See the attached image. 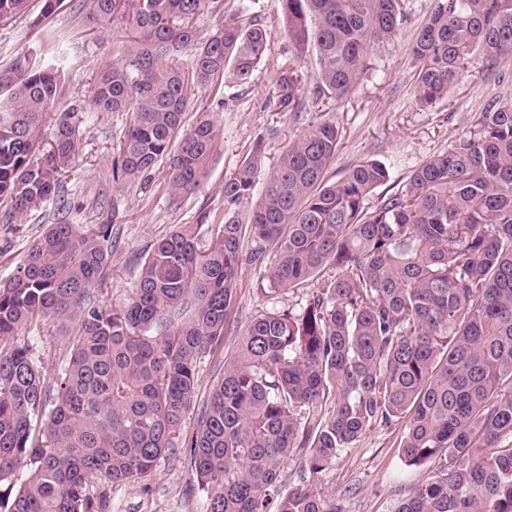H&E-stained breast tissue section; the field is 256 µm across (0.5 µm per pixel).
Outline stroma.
I'll return each mask as SVG.
<instances>
[{"label":"stroma","mask_w":512,"mask_h":512,"mask_svg":"<svg viewBox=\"0 0 512 512\" xmlns=\"http://www.w3.org/2000/svg\"><path fill=\"white\" fill-rule=\"evenodd\" d=\"M42 0H29L26 13L0 22V68L15 56L32 49L41 65L60 67L65 79L61 108L86 107L97 77L124 46L110 25L87 20L86 0H63L51 16L42 17ZM434 0H405L406 19L396 38L374 47L369 71L353 93L341 103H329L341 140L328 176L339 179L351 166L368 158L385 162L390 180L366 201L376 207L383 194L401 190L411 170L428 158L453 148L469 134L487 100L501 96L512 100V56L501 61L496 73L473 65L466 78L453 88L448 99L424 109L414 99V64L409 48ZM267 33V59L254 71L249 83L221 80L196 88L183 115L184 128L203 118L221 131L218 154L199 189L173 204L167 190V167L158 163L132 181H114L112 164L118 156L129 124L126 112L102 114L87 111L81 126L80 154L64 176L65 191L40 209L11 224H0V280L11 276L29 246L47 225L66 222L78 225L112 224L111 271L101 285L102 302L123 305L139 277L153 243L177 225L191 224L201 207L224 204V179L251 150L262 142L261 179L275 170L281 153L308 126L312 115L276 111L274 80L290 57L288 37L282 25V0H256L253 6ZM273 252L256 262H244L238 288L218 351L197 364L198 396L185 414L184 430H193L202 403L224 375L236 349L237 338L259 314L296 306L307 297L306 289L269 292L268 270ZM401 425L374 427L343 450L323 472L310 475L304 455L294 452L282 466L285 488L315 481L326 494L343 498L347 512H394L429 476L431 464L406 466L398 443ZM112 512H207V501L194 486L193 473L183 449L169 450L160 458L149 489L129 484L112 494Z\"/></svg>","instance_id":"1"}]
</instances>
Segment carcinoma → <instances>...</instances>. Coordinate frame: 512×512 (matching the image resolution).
<instances>
[{"instance_id":"cac0c4a2","label":"carcinoma","mask_w":512,"mask_h":512,"mask_svg":"<svg viewBox=\"0 0 512 512\" xmlns=\"http://www.w3.org/2000/svg\"><path fill=\"white\" fill-rule=\"evenodd\" d=\"M87 18L127 31L122 57L93 88L95 112H129L112 168L135 179L164 160L173 198L193 192L217 154L210 119L182 130L195 87L245 83L264 60L251 5L205 40L208 0H86ZM28 0H0V21ZM403 0H283L294 63L274 104L306 109L300 65L315 52V101H341L392 41ZM512 55V0H435L410 56L417 104L431 108L473 59L494 72ZM20 53L0 69V199L12 224L64 191L79 156V110L58 111L59 69ZM55 120L52 142L39 132ZM339 128L319 110L255 198L262 142L224 180V205L158 240L119 308L101 303L113 225L50 224L0 281V484L29 465L0 512H112V491L147 486L158 460L186 449L207 512H346L312 482L286 490L281 466L308 448L310 475L373 426L404 425L408 466L436 463L395 512H512V101L493 99L469 136L412 170L404 189L366 207L390 180L362 161L327 179ZM253 262L271 246L272 292L316 285L299 309L261 314L239 337L201 410L179 435L196 363L224 338L243 238ZM332 276L318 283L320 273ZM72 322L52 370L20 332Z\"/></svg>"}]
</instances>
